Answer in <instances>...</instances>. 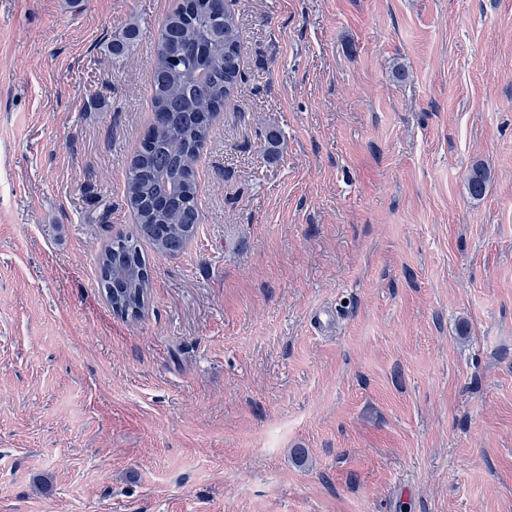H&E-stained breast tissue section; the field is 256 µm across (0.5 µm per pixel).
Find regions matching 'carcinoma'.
<instances>
[{
    "label": "carcinoma",
    "mask_w": 512,
    "mask_h": 512,
    "mask_svg": "<svg viewBox=\"0 0 512 512\" xmlns=\"http://www.w3.org/2000/svg\"><path fill=\"white\" fill-rule=\"evenodd\" d=\"M137 34V27L130 25L112 41V56L121 57ZM241 56L238 26L227 2L220 16L212 0H179L161 23L152 61V120L124 175V198L136 220L135 235L116 237L99 260L109 300L121 313L131 302L143 309L150 287L139 239L172 256L181 253L196 232L200 207L195 165L215 119L242 78ZM486 183L487 173L473 168L470 195L482 197Z\"/></svg>",
    "instance_id": "1"
}]
</instances>
